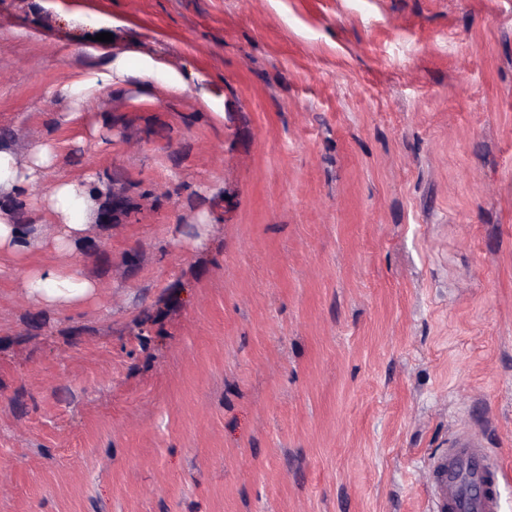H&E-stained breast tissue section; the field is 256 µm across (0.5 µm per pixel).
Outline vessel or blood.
I'll use <instances>...</instances> for the list:
<instances>
[{"label": "vessel or blood", "mask_w": 512, "mask_h": 512, "mask_svg": "<svg viewBox=\"0 0 512 512\" xmlns=\"http://www.w3.org/2000/svg\"><path fill=\"white\" fill-rule=\"evenodd\" d=\"M426 469L428 512H501L500 474L477 430L454 428Z\"/></svg>", "instance_id": "vessel-or-blood-1"}]
</instances>
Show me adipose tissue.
<instances>
[{
	"label": "adipose tissue",
	"mask_w": 512,
	"mask_h": 512,
	"mask_svg": "<svg viewBox=\"0 0 512 512\" xmlns=\"http://www.w3.org/2000/svg\"><path fill=\"white\" fill-rule=\"evenodd\" d=\"M56 158L53 146L41 145L22 163L9 143L0 142V261L22 271L29 300L46 309L75 308L97 292L94 281L76 274L64 261L85 242L87 193L81 181L58 182L38 200L47 223L58 227L54 236L41 237L36 225L17 219L18 203ZM43 251L58 255V262L37 261V254Z\"/></svg>",
	"instance_id": "obj_1"
}]
</instances>
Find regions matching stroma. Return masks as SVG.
Returning <instances> with one entry per match:
<instances>
[{
	"instance_id": "1",
	"label": "stroma",
	"mask_w": 512,
	"mask_h": 512,
	"mask_svg": "<svg viewBox=\"0 0 512 512\" xmlns=\"http://www.w3.org/2000/svg\"><path fill=\"white\" fill-rule=\"evenodd\" d=\"M1 128L118 206L0 271V512H426L461 419L512 512V0H0ZM128 57L121 55L119 57L112 58V55L108 56L104 60L105 73L90 72L82 74L77 80L72 82L73 87H81L85 85L87 87H96L99 76H105L108 80H125L127 77H138L140 79L150 78L156 70L160 68V65L153 63L152 61L142 62L137 71H132L127 63Z\"/></svg>"
}]
</instances>
